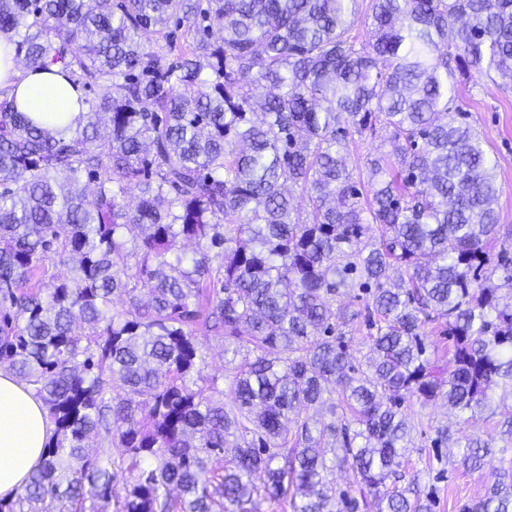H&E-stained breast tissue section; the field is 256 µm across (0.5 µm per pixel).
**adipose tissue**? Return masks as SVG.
<instances>
[{"label":"adipose tissue","instance_id":"ef3b65f1","mask_svg":"<svg viewBox=\"0 0 512 512\" xmlns=\"http://www.w3.org/2000/svg\"><path fill=\"white\" fill-rule=\"evenodd\" d=\"M0 89L16 111L34 121L51 113L75 124L86 106L78 85L68 78L63 63L20 69L17 47L0 38ZM55 426L42 400L13 375L0 371V500H11L41 465Z\"/></svg>","mask_w":512,"mask_h":512}]
</instances>
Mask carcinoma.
Instances as JSON below:
<instances>
[{"label": "carcinoma", "mask_w": 512, "mask_h": 512, "mask_svg": "<svg viewBox=\"0 0 512 512\" xmlns=\"http://www.w3.org/2000/svg\"><path fill=\"white\" fill-rule=\"evenodd\" d=\"M356 5L0 0L27 66L65 59L98 89L72 132L0 101V369L55 425L9 512H97L116 469L114 512H434L415 480L398 485L406 399L472 425L506 409L512 437V297L494 284L512 282L496 247L512 228L457 105L474 73L512 79V0H371L362 19ZM171 22L188 35L172 60ZM380 129L392 153L349 170V143ZM54 258L64 274L32 284ZM201 332L242 355L221 388ZM323 406L329 421L309 415ZM494 443L439 428L433 448L477 471ZM337 467L357 493L336 491ZM462 512H512V470ZM345 331H349L347 333L348 337L351 336V353L354 357V363L356 366L362 367L364 370L366 369V361L369 356V342L367 338V331L363 326L359 324H355L350 326Z\"/></svg>", "instance_id": "cac0c4a2"}]
</instances>
